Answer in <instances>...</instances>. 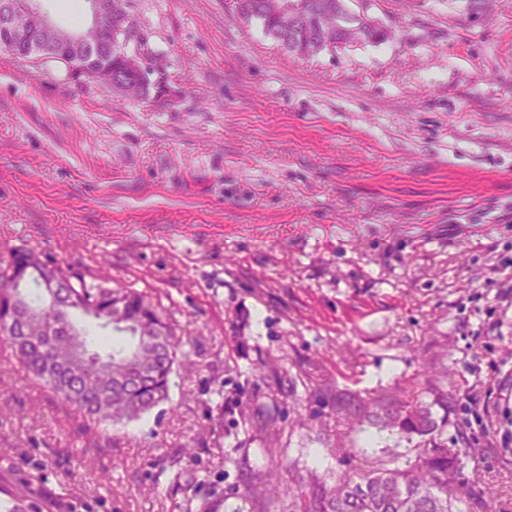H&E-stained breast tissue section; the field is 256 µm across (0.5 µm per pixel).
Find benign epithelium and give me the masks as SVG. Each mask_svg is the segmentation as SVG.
Returning <instances> with one entry per match:
<instances>
[{
    "label": "benign epithelium",
    "mask_w": 512,
    "mask_h": 512,
    "mask_svg": "<svg viewBox=\"0 0 512 512\" xmlns=\"http://www.w3.org/2000/svg\"><path fill=\"white\" fill-rule=\"evenodd\" d=\"M90 23L68 29L53 22L38 7V0H4L0 3V48L32 62L54 60L68 78H89L116 95L127 83L141 81V97L166 101L172 91L163 77L151 78L140 50L141 30L129 9L112 12V0H89ZM284 38L295 43L296 34L308 27L312 11L309 0H283ZM336 20L341 32L362 37L368 19L352 12L344 0H336ZM29 270L9 267L0 278L21 288Z\"/></svg>",
    "instance_id": "obj_1"
}]
</instances>
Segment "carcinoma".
<instances>
[{"label":"carcinoma","mask_w":512,"mask_h":512,"mask_svg":"<svg viewBox=\"0 0 512 512\" xmlns=\"http://www.w3.org/2000/svg\"><path fill=\"white\" fill-rule=\"evenodd\" d=\"M277 0H236L243 22L261 26L266 36L281 44L283 24L275 15ZM9 262L32 267L38 278L24 288H0V317L14 313L36 318L25 332L5 336L23 370L65 403L85 427L125 425L140 419L169 396V377L179 363L182 337L162 314L160 303L126 285L108 286L105 274L92 281L61 264L42 259L34 248L15 247ZM58 282L57 302L46 299ZM109 327L117 337L108 340L75 320L76 315ZM75 345L82 355L66 368L55 366V354ZM429 402L417 397H378L352 403L341 401L338 410L347 418L368 420L391 432L420 438L413 463L362 465L341 474L334 485L314 479L299 497L294 512H482V501L464 498L450 475L460 457L475 449L450 448L442 438L448 427V392L431 389ZM251 512H273L280 485L266 471L248 469L246 488ZM3 512H42V507L16 490H5Z\"/></svg>","instance_id":"cac0c4a2"}]
</instances>
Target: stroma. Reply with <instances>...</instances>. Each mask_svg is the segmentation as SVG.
<instances>
[{
    "instance_id": "obj_1",
    "label": "stroma",
    "mask_w": 512,
    "mask_h": 512,
    "mask_svg": "<svg viewBox=\"0 0 512 512\" xmlns=\"http://www.w3.org/2000/svg\"><path fill=\"white\" fill-rule=\"evenodd\" d=\"M379 43L288 55L234 0H132L175 95L0 50V267L27 245L159 302L170 399L84 429L0 340V485L44 512L244 506L410 441L337 399L447 382L454 475L512 512V0H346ZM278 415L268 439L260 423ZM246 493L251 503L250 512H275L273 507L279 500L282 490L278 483L271 480L268 472L249 468Z\"/></svg>"
}]
</instances>
